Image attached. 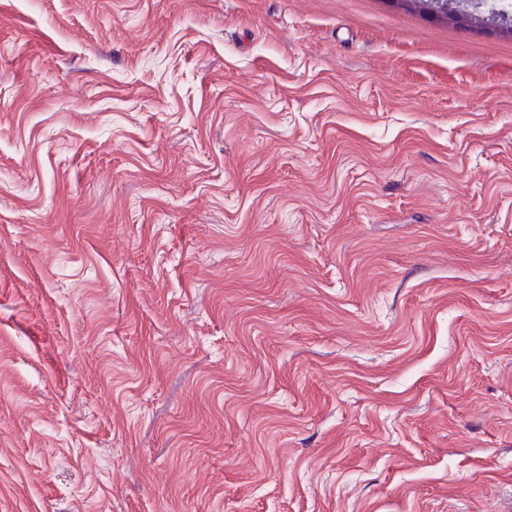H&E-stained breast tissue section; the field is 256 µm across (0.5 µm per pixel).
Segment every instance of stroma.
<instances>
[{"mask_svg":"<svg viewBox=\"0 0 512 512\" xmlns=\"http://www.w3.org/2000/svg\"><path fill=\"white\" fill-rule=\"evenodd\" d=\"M0 512H512V36L0 0Z\"/></svg>","mask_w":512,"mask_h":512,"instance_id":"1","label":"stroma"}]
</instances>
